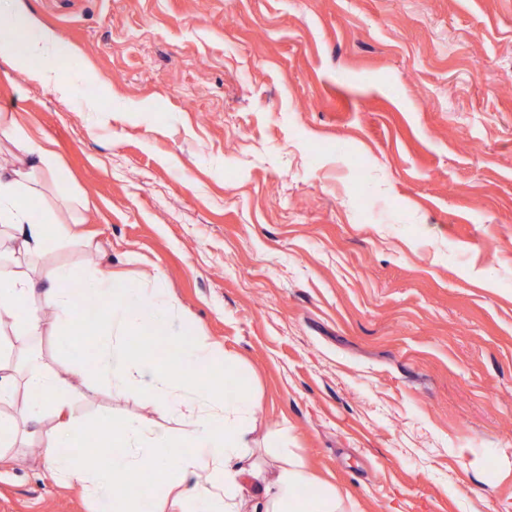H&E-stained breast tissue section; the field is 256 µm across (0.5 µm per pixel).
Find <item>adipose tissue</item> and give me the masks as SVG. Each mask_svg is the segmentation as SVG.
Masks as SVG:
<instances>
[{
  "instance_id": "adipose-tissue-1",
  "label": "adipose tissue",
  "mask_w": 512,
  "mask_h": 512,
  "mask_svg": "<svg viewBox=\"0 0 512 512\" xmlns=\"http://www.w3.org/2000/svg\"><path fill=\"white\" fill-rule=\"evenodd\" d=\"M8 17L9 26L0 27V55L13 56L32 80H52L57 37L23 10ZM0 136L24 153L16 163L0 165V325H8L21 342L19 355L27 363L21 370L15 363L19 355L0 354V447H15L40 425L48 402L54 424L44 436L42 462L66 483L92 488L103 512H160L154 498L132 495L128 484L130 476L155 473L175 493L169 512H241L246 505L251 512H347L345 499L321 486L296 457H287L270 479L260 466L247 464L245 419L252 403L243 397L225 403L219 391L201 384L223 353L204 336L189 339L170 331L168 320L178 304L164 289L118 277L107 267L92 274L45 264L33 277L12 266L15 256L41 258L76 232L67 224L34 221L24 198L37 171L51 167L53 153L3 117ZM51 326L61 331L57 348L63 354L75 350L77 334H92L97 379L117 389L140 386L159 413L180 420V429L102 416L98 432L114 451L99 464L89 463L82 451L85 427L68 398L83 364L72 362L59 374L29 348ZM134 336H158L162 342L139 351L130 342ZM21 385L37 400L18 409L14 397Z\"/></svg>"
}]
</instances>
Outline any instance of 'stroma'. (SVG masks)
<instances>
[{
	"instance_id": "obj_1",
	"label": "stroma",
	"mask_w": 512,
	"mask_h": 512,
	"mask_svg": "<svg viewBox=\"0 0 512 512\" xmlns=\"http://www.w3.org/2000/svg\"><path fill=\"white\" fill-rule=\"evenodd\" d=\"M58 83L0 57V110L67 175L35 219L161 274L172 332L254 398L249 462L289 453L355 512H512V0H21ZM73 400L157 414L136 387ZM0 512H99L39 463Z\"/></svg>"
}]
</instances>
